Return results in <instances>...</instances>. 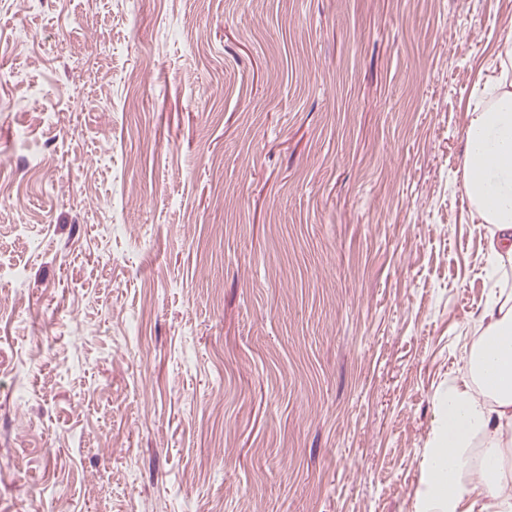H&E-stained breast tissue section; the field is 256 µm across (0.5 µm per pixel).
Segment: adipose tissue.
Listing matches in <instances>:
<instances>
[{
	"instance_id": "1",
	"label": "adipose tissue",
	"mask_w": 512,
	"mask_h": 512,
	"mask_svg": "<svg viewBox=\"0 0 512 512\" xmlns=\"http://www.w3.org/2000/svg\"><path fill=\"white\" fill-rule=\"evenodd\" d=\"M498 69L472 92L463 130L462 190L487 225L493 270L512 269V38ZM482 339L467 370L436 400L435 426L414 512H512V291H492L479 315Z\"/></svg>"
}]
</instances>
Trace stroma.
<instances>
[{
    "instance_id": "35a3bbf8",
    "label": "stroma",
    "mask_w": 512,
    "mask_h": 512,
    "mask_svg": "<svg viewBox=\"0 0 512 512\" xmlns=\"http://www.w3.org/2000/svg\"><path fill=\"white\" fill-rule=\"evenodd\" d=\"M512 0H0V512H414L492 285ZM499 69L472 92L463 130L462 190L472 219L488 224L486 250L494 271L512 269V38L497 43Z\"/></svg>"
}]
</instances>
